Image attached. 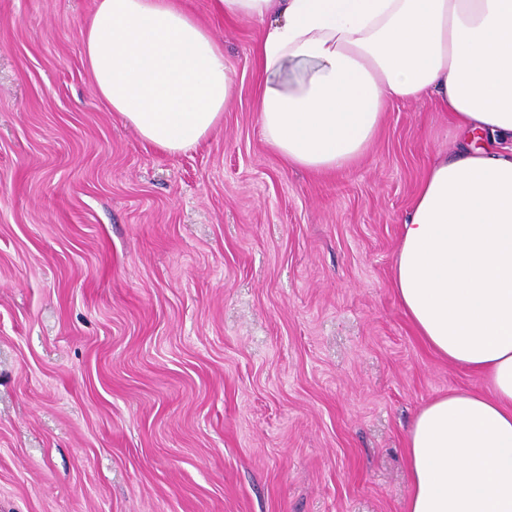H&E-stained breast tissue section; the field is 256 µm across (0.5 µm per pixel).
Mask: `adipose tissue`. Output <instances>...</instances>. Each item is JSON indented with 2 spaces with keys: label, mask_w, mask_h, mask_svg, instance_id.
I'll return each instance as SVG.
<instances>
[{
  "label": "adipose tissue",
  "mask_w": 512,
  "mask_h": 512,
  "mask_svg": "<svg viewBox=\"0 0 512 512\" xmlns=\"http://www.w3.org/2000/svg\"><path fill=\"white\" fill-rule=\"evenodd\" d=\"M261 23L255 110L288 166L354 165L388 101L433 96L460 137L427 170L392 281L419 336L480 374L417 412L407 512H512V0H215ZM95 94L161 152L218 129L236 77L180 0H94Z\"/></svg>",
  "instance_id": "obj_1"
}]
</instances>
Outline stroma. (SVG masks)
Returning a JSON list of instances; mask_svg holds the SVG:
<instances>
[{
    "label": "stroma",
    "mask_w": 512,
    "mask_h": 512,
    "mask_svg": "<svg viewBox=\"0 0 512 512\" xmlns=\"http://www.w3.org/2000/svg\"><path fill=\"white\" fill-rule=\"evenodd\" d=\"M183 3L237 90L170 155L93 91V0H0V512H406L414 415L483 386L392 286L455 132L391 103L352 167H288L254 110L260 24Z\"/></svg>",
    "instance_id": "stroma-1"
}]
</instances>
